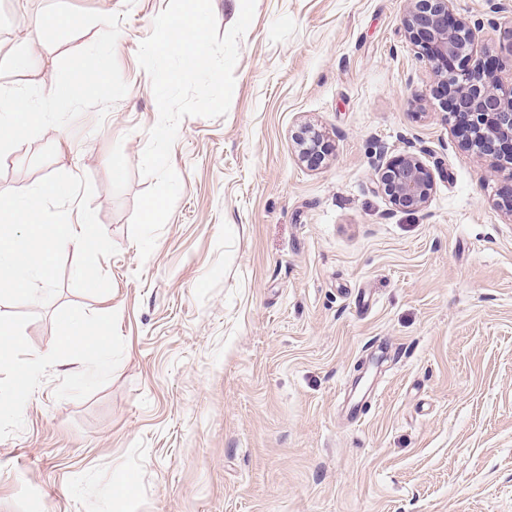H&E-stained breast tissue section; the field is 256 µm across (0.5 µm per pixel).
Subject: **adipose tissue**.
<instances>
[{
	"label": "adipose tissue",
	"mask_w": 512,
	"mask_h": 512,
	"mask_svg": "<svg viewBox=\"0 0 512 512\" xmlns=\"http://www.w3.org/2000/svg\"><path fill=\"white\" fill-rule=\"evenodd\" d=\"M97 317L81 315L68 322V330L59 342L58 351L28 352L22 361L25 381L22 385L4 392L0 390V415L11 414L18 410L31 390L47 368L56 364L59 351L80 349L87 352L88 357L83 366L77 370L80 379L93 377L108 366L110 342L106 335L96 332Z\"/></svg>",
	"instance_id": "adipose-tissue-1"
}]
</instances>
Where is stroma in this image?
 Returning a JSON list of instances; mask_svg holds the SVG:
<instances>
[{
  "label": "stroma",
  "instance_id": "stroma-1",
  "mask_svg": "<svg viewBox=\"0 0 512 512\" xmlns=\"http://www.w3.org/2000/svg\"><path fill=\"white\" fill-rule=\"evenodd\" d=\"M50 0H0V86L51 92L60 59L100 26L23 46ZM123 14L128 92L21 144L0 192L89 177L115 255L108 294L71 284L46 305L0 302L16 358L54 350L70 316L104 315L109 370L76 351L0 419V512H512V214L493 157L460 147L434 74L401 27L406 0H256L227 115L187 117L174 210L148 259L130 234L147 132L159 119L137 51L169 0H69ZM502 76L512 13L456 0ZM309 124L334 146L298 159ZM422 148L436 190L419 212L375 188L379 154ZM124 174L112 178V161ZM298 157L311 170L319 169L333 153V146L311 125H301L293 134Z\"/></svg>",
  "mask_w": 512,
  "mask_h": 512
}]
</instances>
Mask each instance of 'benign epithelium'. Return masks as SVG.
<instances>
[{"mask_svg": "<svg viewBox=\"0 0 512 512\" xmlns=\"http://www.w3.org/2000/svg\"><path fill=\"white\" fill-rule=\"evenodd\" d=\"M456 0H408L401 24L406 38L435 74L431 93L442 101L461 138V146L479 156H493L497 178L512 166V81L494 69L493 59L477 54L480 24L455 12ZM300 162L316 170L333 146L311 125L293 134ZM412 148L375 166L376 185L396 207L426 208L436 188L435 174Z\"/></svg>", "mask_w": 512, "mask_h": 512, "instance_id": "obj_1", "label": "benign epithelium"}]
</instances>
